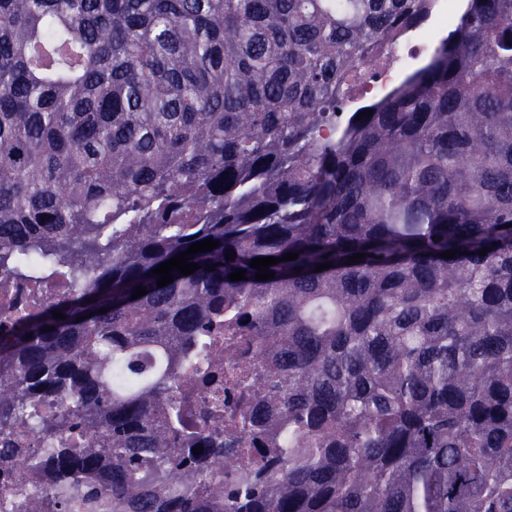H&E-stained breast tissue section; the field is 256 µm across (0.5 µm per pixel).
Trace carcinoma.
Returning <instances> with one entry per match:
<instances>
[{"instance_id":"cac0c4a2","label":"carcinoma","mask_w":512,"mask_h":512,"mask_svg":"<svg viewBox=\"0 0 512 512\" xmlns=\"http://www.w3.org/2000/svg\"><path fill=\"white\" fill-rule=\"evenodd\" d=\"M432 4L0 0V269L40 247L74 287L0 339V429L49 444L29 512H214L215 484L222 512H512V0H464L346 109ZM226 324L201 382L237 369L227 441L174 448ZM114 360L152 386L113 395ZM432 51V41L418 36L413 42L404 39L389 44L383 53L367 64L356 85V100L363 93L374 99L381 98L412 64L428 56Z\"/></svg>"}]
</instances>
